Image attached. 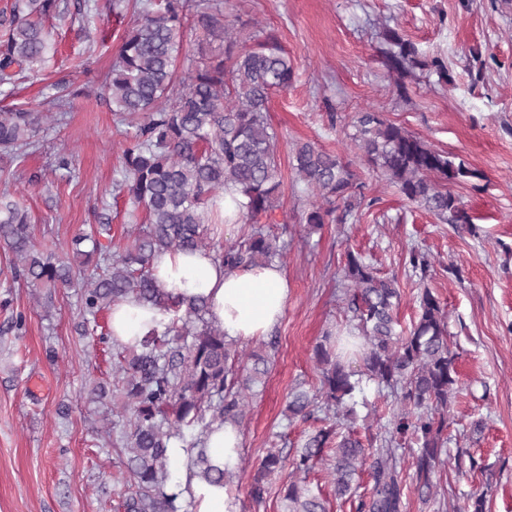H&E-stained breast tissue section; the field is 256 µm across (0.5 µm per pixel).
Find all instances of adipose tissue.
<instances>
[{
	"label": "adipose tissue",
	"instance_id": "ef3b65f1",
	"mask_svg": "<svg viewBox=\"0 0 512 512\" xmlns=\"http://www.w3.org/2000/svg\"><path fill=\"white\" fill-rule=\"evenodd\" d=\"M153 277L164 293L204 297L209 319L221 326L229 339L239 342L265 337L279 322L288 303V280L280 267L248 266L228 272L208 251L160 254L153 265ZM161 318L157 307L127 298L112 308V339L123 345L136 344ZM207 450L212 467L234 465L242 451L240 429L229 424L214 426ZM169 453L176 470L174 491L187 512H239L228 487L206 478L183 448H170Z\"/></svg>",
	"mask_w": 512,
	"mask_h": 512
}]
</instances>
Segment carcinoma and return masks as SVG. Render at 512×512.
<instances>
[{
	"label": "carcinoma",
	"instance_id": "carcinoma-1",
	"mask_svg": "<svg viewBox=\"0 0 512 512\" xmlns=\"http://www.w3.org/2000/svg\"><path fill=\"white\" fill-rule=\"evenodd\" d=\"M67 0H14L9 16H0V85L32 71L50 58L51 32L43 19L65 14ZM204 34L196 51L183 52V33ZM255 44H240L224 16V0H145L122 38L111 70L102 77L112 111L127 129L122 146L123 179L119 191L145 212L141 224L127 230L128 242L112 249V227L99 224L71 242L72 260L39 251L32 242L26 210L8 195L0 197V243L12 254L13 269L32 288L45 289L44 308L58 288H80L83 331L93 335L98 316L129 296L161 309V327L152 329L115 365L112 403L103 416L105 435L123 450L121 479L128 487L125 512H177V494L166 491L173 479L168 448L181 443L203 475L230 484L232 471L209 463L206 444L216 423L242 427L253 388L267 374L269 355L242 354L224 331L207 318L202 297L179 301L162 295L153 277L158 254L217 249L224 269L256 265L283 254L285 246L269 230L275 223L280 182L278 136L268 120L269 99L294 81L288 53L277 36L261 32ZM386 52L388 71L402 78L426 66L417 47L393 34ZM46 112L25 107L0 110V155L22 157L21 149L41 132ZM353 139L369 165L408 200L448 224L473 226L471 215L448 190L476 173L455 163L420 136L362 111L353 122ZM294 169L321 202L304 216L311 227L355 218L371 206L349 163L335 153L305 142L294 150ZM225 193L240 195L239 209L251 233L240 243L219 244L208 236V214ZM89 241L98 255L93 268L74 272ZM408 265L426 276L425 254L409 252ZM398 282L382 277L358 252L346 254L341 300L351 336L359 339L360 369L341 360L338 339L329 334L314 348L320 388L295 389L286 418L304 421L321 413L324 426L310 433L292 458L284 512H327L326 500L307 476L328 466L336 498L355 503V512H402L409 486L425 502L433 495V477L447 462L448 403L458 389L457 354L448 346L447 313L426 288L408 328L400 327ZM372 384L401 408L362 442L342 422L356 417L355 394ZM411 458L412 476L404 474ZM284 468L270 451L256 469L251 502L259 506L266 479ZM372 488L359 493L363 472Z\"/></svg>",
	"mask_w": 512,
	"mask_h": 512
}]
</instances>
